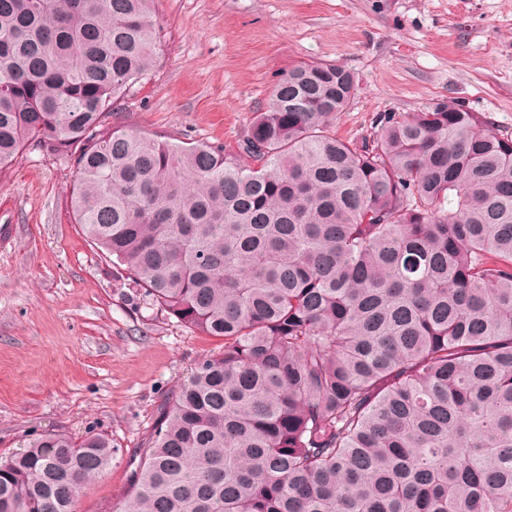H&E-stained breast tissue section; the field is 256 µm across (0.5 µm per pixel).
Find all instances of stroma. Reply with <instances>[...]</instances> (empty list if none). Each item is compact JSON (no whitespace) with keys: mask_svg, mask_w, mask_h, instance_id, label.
Returning <instances> with one entry per match:
<instances>
[{"mask_svg":"<svg viewBox=\"0 0 512 512\" xmlns=\"http://www.w3.org/2000/svg\"><path fill=\"white\" fill-rule=\"evenodd\" d=\"M153 14L158 68L113 125L233 150L281 75L314 61L355 76L341 139L442 99L512 131V0H154ZM73 179L33 149L0 172V453L47 432L107 435L112 462L75 512H116L161 404L220 342L153 306L86 240Z\"/></svg>","mask_w":512,"mask_h":512,"instance_id":"stroma-1","label":"stroma"}]
</instances>
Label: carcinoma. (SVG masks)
Masks as SVG:
<instances>
[{"mask_svg":"<svg viewBox=\"0 0 512 512\" xmlns=\"http://www.w3.org/2000/svg\"><path fill=\"white\" fill-rule=\"evenodd\" d=\"M153 0H0V172L73 164L74 222L224 348L161 409L119 512H512V135L438 101L331 133L356 91L300 63L238 151L112 125ZM104 434L0 453V512H73Z\"/></svg>","mask_w":512,"mask_h":512,"instance_id":"obj_1","label":"carcinoma"}]
</instances>
